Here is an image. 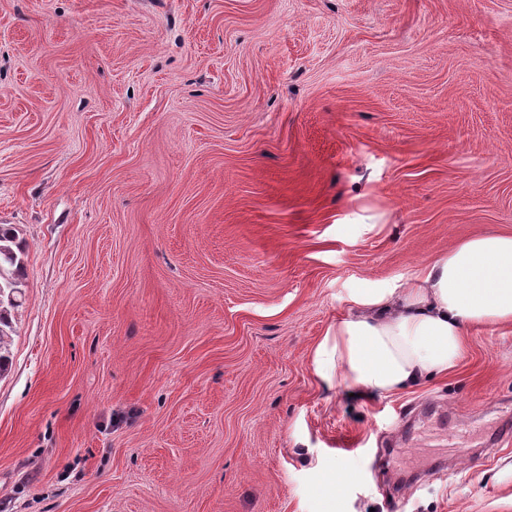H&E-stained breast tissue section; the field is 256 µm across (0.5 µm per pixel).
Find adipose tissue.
I'll use <instances>...</instances> for the list:
<instances>
[{"label": "adipose tissue", "instance_id": "adipose-tissue-1", "mask_svg": "<svg viewBox=\"0 0 512 512\" xmlns=\"http://www.w3.org/2000/svg\"><path fill=\"white\" fill-rule=\"evenodd\" d=\"M351 301L314 349L318 376L385 397L447 373L467 327L512 323V234L458 241L403 284Z\"/></svg>", "mask_w": 512, "mask_h": 512}]
</instances>
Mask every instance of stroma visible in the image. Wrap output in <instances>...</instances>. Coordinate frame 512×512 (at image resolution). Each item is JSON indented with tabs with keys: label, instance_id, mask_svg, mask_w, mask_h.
<instances>
[{
	"label": "stroma",
	"instance_id": "35a3bbf8",
	"mask_svg": "<svg viewBox=\"0 0 512 512\" xmlns=\"http://www.w3.org/2000/svg\"><path fill=\"white\" fill-rule=\"evenodd\" d=\"M0 224V512H512V326L387 398L312 365L512 233V0H0ZM25 288V251L12 224H0V376L9 367L12 312L21 306Z\"/></svg>",
	"mask_w": 512,
	"mask_h": 512
}]
</instances>
